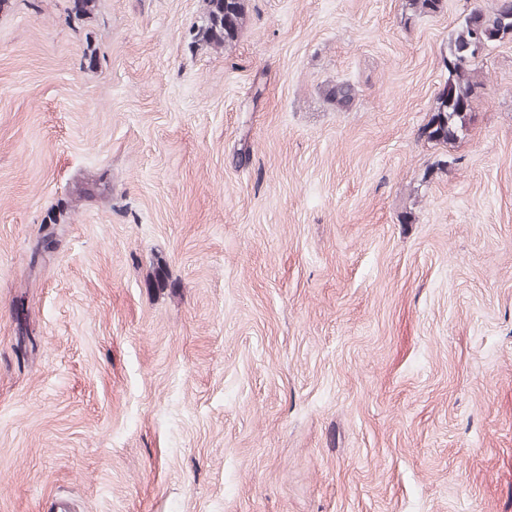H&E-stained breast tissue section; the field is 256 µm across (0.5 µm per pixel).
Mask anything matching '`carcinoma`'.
<instances>
[{"label":"carcinoma","instance_id":"obj_1","mask_svg":"<svg viewBox=\"0 0 512 512\" xmlns=\"http://www.w3.org/2000/svg\"><path fill=\"white\" fill-rule=\"evenodd\" d=\"M409 6L419 16H430L443 8L442 0H410ZM247 9V0H205L207 23L201 30L202 39L215 47L232 44L247 21ZM508 35H512V14L498 6L488 11L475 2L458 18L446 44V55L453 59V64L446 66V83L455 95L438 94L432 119L421 128V137L446 144L463 134L483 88L485 57L475 53L480 44L490 47ZM323 94L342 109L355 97V88L346 81H337L326 85Z\"/></svg>","mask_w":512,"mask_h":512}]
</instances>
